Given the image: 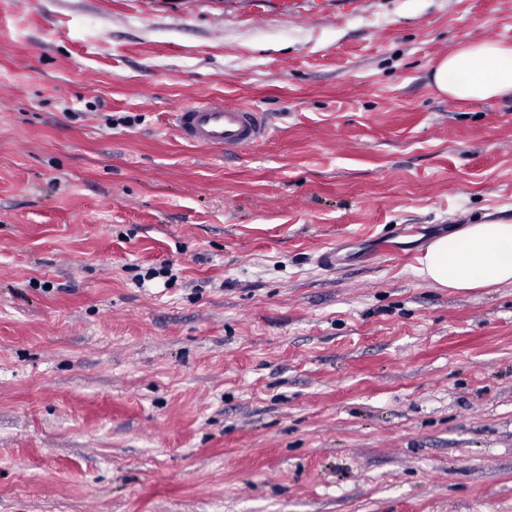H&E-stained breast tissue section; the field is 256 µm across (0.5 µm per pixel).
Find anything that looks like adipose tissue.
<instances>
[{
	"label": "adipose tissue",
	"mask_w": 512,
	"mask_h": 512,
	"mask_svg": "<svg viewBox=\"0 0 512 512\" xmlns=\"http://www.w3.org/2000/svg\"><path fill=\"white\" fill-rule=\"evenodd\" d=\"M432 84L458 101L512 96V44H461L435 62ZM418 273L432 285L457 290L512 284V224L488 221L438 237Z\"/></svg>",
	"instance_id": "1"
}]
</instances>
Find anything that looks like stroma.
<instances>
[{"instance_id": "35a3bbf8", "label": "stroma", "mask_w": 512, "mask_h": 512, "mask_svg": "<svg viewBox=\"0 0 512 512\" xmlns=\"http://www.w3.org/2000/svg\"><path fill=\"white\" fill-rule=\"evenodd\" d=\"M463 40L512 0H0V512H512V285L417 273L512 222ZM199 99L275 133L188 145Z\"/></svg>"}]
</instances>
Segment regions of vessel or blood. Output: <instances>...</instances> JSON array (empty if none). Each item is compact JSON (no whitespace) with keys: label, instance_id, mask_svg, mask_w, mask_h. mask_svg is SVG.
I'll return each mask as SVG.
<instances>
[{"label":"vessel or blood","instance_id":"b4317fda","mask_svg":"<svg viewBox=\"0 0 512 512\" xmlns=\"http://www.w3.org/2000/svg\"><path fill=\"white\" fill-rule=\"evenodd\" d=\"M171 116L174 129L184 142L227 153L258 143L273 130L260 110L215 100L179 105Z\"/></svg>","mask_w":512,"mask_h":512}]
</instances>
